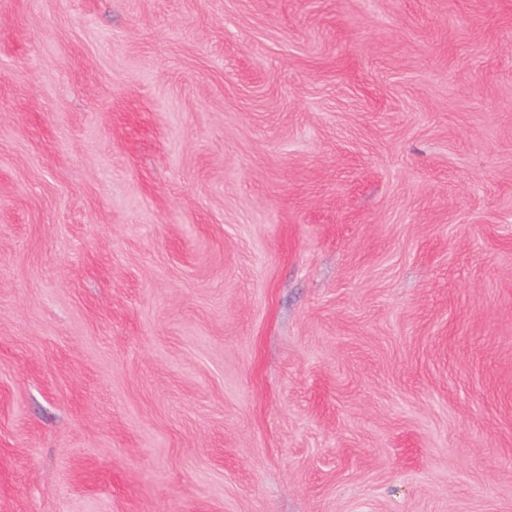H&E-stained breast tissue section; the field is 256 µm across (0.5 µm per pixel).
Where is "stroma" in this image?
Wrapping results in <instances>:
<instances>
[{
	"instance_id": "stroma-1",
	"label": "stroma",
	"mask_w": 512,
	"mask_h": 512,
	"mask_svg": "<svg viewBox=\"0 0 512 512\" xmlns=\"http://www.w3.org/2000/svg\"><path fill=\"white\" fill-rule=\"evenodd\" d=\"M0 512H512V0H0Z\"/></svg>"
}]
</instances>
